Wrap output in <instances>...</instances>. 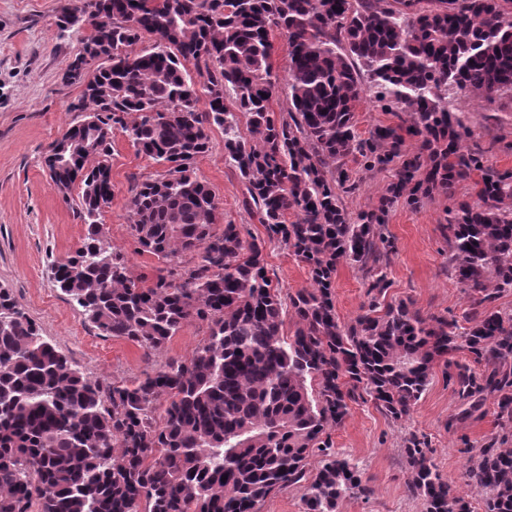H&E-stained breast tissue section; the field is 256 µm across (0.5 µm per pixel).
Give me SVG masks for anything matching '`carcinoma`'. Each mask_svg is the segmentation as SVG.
Wrapping results in <instances>:
<instances>
[{
	"label": "carcinoma",
	"instance_id": "1",
	"mask_svg": "<svg viewBox=\"0 0 512 512\" xmlns=\"http://www.w3.org/2000/svg\"><path fill=\"white\" fill-rule=\"evenodd\" d=\"M56 25L85 31L63 73L82 86L84 118L63 137L94 148L49 146V177L65 197L79 189L86 225L52 281L102 336L152 353L198 322L205 339L142 378L106 382L84 375L0 293V512H259L287 487L303 489L306 512H339L375 490L338 456L331 430L359 400L405 419L441 359L461 406L448 428L488 395L512 421V309L497 305L512 292V169L465 145L472 130L448 100L450 88L512 94V0H62ZM276 31L288 44V105L278 113ZM364 95L398 122L361 137ZM214 126L264 239L221 224L219 200L194 171ZM117 134L163 167L129 203L131 236L161 264L150 279L112 248L102 222ZM350 159L366 172L393 170L379 204L354 218L343 203L361 187ZM467 179L478 202L441 225L469 303L464 324L386 301L390 208ZM268 243L305 264L310 287L283 294ZM342 264L368 282L349 323L333 297ZM457 351L481 370L448 360ZM508 441L478 449L466 472L483 512H512ZM402 456L425 512H473L425 441L404 438Z\"/></svg>",
	"mask_w": 512,
	"mask_h": 512
}]
</instances>
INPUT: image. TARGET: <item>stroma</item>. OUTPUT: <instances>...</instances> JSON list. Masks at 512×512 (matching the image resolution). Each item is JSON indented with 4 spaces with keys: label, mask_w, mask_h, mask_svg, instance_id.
Returning <instances> with one entry per match:
<instances>
[{
    "label": "stroma",
    "mask_w": 512,
    "mask_h": 512,
    "mask_svg": "<svg viewBox=\"0 0 512 512\" xmlns=\"http://www.w3.org/2000/svg\"><path fill=\"white\" fill-rule=\"evenodd\" d=\"M60 0H0V288L8 289L46 336L86 375L106 380H131L172 358L188 357L203 340L201 324L187 325L152 355L119 338L97 335L81 312L50 281V268L70 253L84 234L77 194L62 195L47 173V147L80 120L76 106L82 88L67 84L62 74L77 53L80 36L59 34L55 25ZM473 131L471 143L486 152L488 165L512 169V97L494 101H460ZM211 147L197 158L195 171L216 194L225 222L248 225L254 236L265 230L248 215L243 184L224 163V133L210 132ZM112 205L102 221L113 247L121 250L136 272L153 275L156 258L139 252L130 235L128 205L135 182L156 174L153 160L136 153L128 139L112 141ZM471 181L457 183L452 196H437L417 208L395 204L387 231L395 249L387 268L388 300L404 299L425 316L462 317L468 307L459 284L448 272V248L441 226L448 210L460 202H476ZM267 262L283 292L308 287L304 263L277 245L267 248ZM367 285L351 266L340 265L333 284L341 322L353 320L366 301ZM459 403L449 386L444 365L432 379L410 416L395 422L372 404L354 403L345 423L331 432L334 446L357 465L375 489L371 498H349L340 512H423L421 501L408 497L401 448L406 432L425 437L430 457L444 478L468 493L465 472L479 448L501 437L494 397L465 426L452 429L448 418Z\"/></svg>",
    "instance_id": "1"
}]
</instances>
